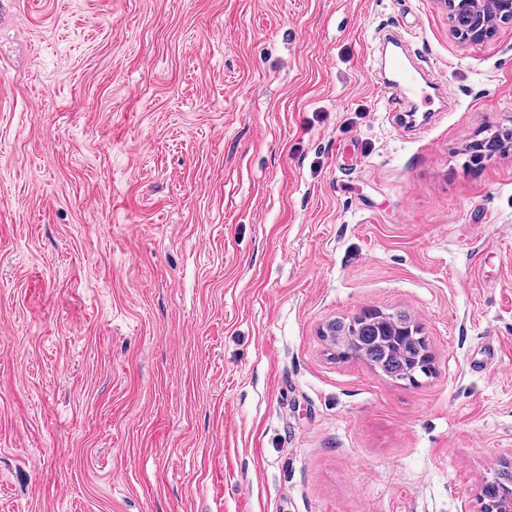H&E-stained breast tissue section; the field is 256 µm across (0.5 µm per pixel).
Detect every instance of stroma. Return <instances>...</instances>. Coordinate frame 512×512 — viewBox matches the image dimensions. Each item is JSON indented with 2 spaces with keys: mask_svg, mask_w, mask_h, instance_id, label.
<instances>
[{
  "mask_svg": "<svg viewBox=\"0 0 512 512\" xmlns=\"http://www.w3.org/2000/svg\"><path fill=\"white\" fill-rule=\"evenodd\" d=\"M391 28L431 103L375 84ZM505 127L512 23L443 0H0V512H477L512 150L466 149ZM368 306L430 377L331 358ZM448 11L458 23V38L472 45L492 37L500 18L512 16V0H448Z\"/></svg>",
  "mask_w": 512,
  "mask_h": 512,
  "instance_id": "35a3bbf8",
  "label": "stroma"
}]
</instances>
